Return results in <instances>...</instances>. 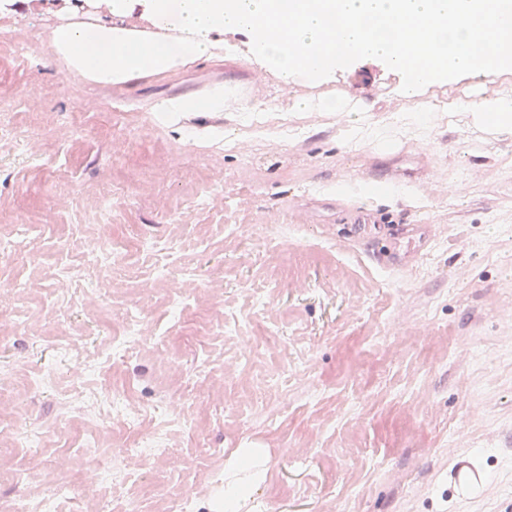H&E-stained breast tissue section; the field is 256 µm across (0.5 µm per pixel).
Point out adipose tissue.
I'll use <instances>...</instances> for the list:
<instances>
[{
  "instance_id": "1",
  "label": "adipose tissue",
  "mask_w": 512,
  "mask_h": 512,
  "mask_svg": "<svg viewBox=\"0 0 512 512\" xmlns=\"http://www.w3.org/2000/svg\"><path fill=\"white\" fill-rule=\"evenodd\" d=\"M96 22L71 21L53 33L50 54L70 75L125 85L144 72L163 74L213 56L228 32L244 33L252 61L283 81L334 74L349 62L380 63L404 73L399 95L416 99L449 77L512 70V0H95ZM175 31L155 38L125 26L131 13ZM482 43L481 55L470 47ZM258 112L236 101L230 86L157 102L160 123L229 108ZM475 126L512 135V99L487 94L460 105Z\"/></svg>"
}]
</instances>
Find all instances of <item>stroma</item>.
Here are the masks:
<instances>
[{"label": "stroma", "instance_id": "35a3bbf8", "mask_svg": "<svg viewBox=\"0 0 512 512\" xmlns=\"http://www.w3.org/2000/svg\"><path fill=\"white\" fill-rule=\"evenodd\" d=\"M48 2L32 16L0 17V111L13 129L0 141V234L29 235L24 251L0 254V279L20 287L0 299V400L50 440L33 457L0 448V471L26 474L0 483V504L54 493L59 481L80 485L83 456L61 470L56 456L88 437L70 423L85 407L59 391L72 387V359L94 360L135 306L168 338L179 371L147 344L97 386L215 414L175 431L167 460L125 458L139 479L121 498L82 488L69 512H123L129 501L168 512L154 479L175 469L198 512H512V136L445 110L491 92L512 97V73L428 86L434 109L414 137L399 130L416 103L397 94V74L357 62L333 80L286 83L250 64L241 34L225 35L214 60L127 89L80 80L51 58L49 40L72 14L93 13L86 0ZM223 82L269 111L155 122L161 99ZM349 90L359 113L295 107ZM359 115L385 139H350ZM418 167L423 181L394 183L395 171ZM359 183L392 192L361 195ZM348 207L373 211L383 228L423 225L430 246L413 267H383L352 239ZM104 219L112 239L153 241L175 265L192 259L180 305L146 270L116 288L78 261L76 274L101 280L108 299L59 308L55 269ZM263 286L266 310L254 321L250 291ZM19 317L40 335L14 328ZM232 318L243 341L216 332ZM60 336L71 358L58 353ZM48 365L59 388L15 385L14 371ZM462 466L477 470L478 485L459 486Z\"/></svg>", "mask_w": 512, "mask_h": 512}]
</instances>
